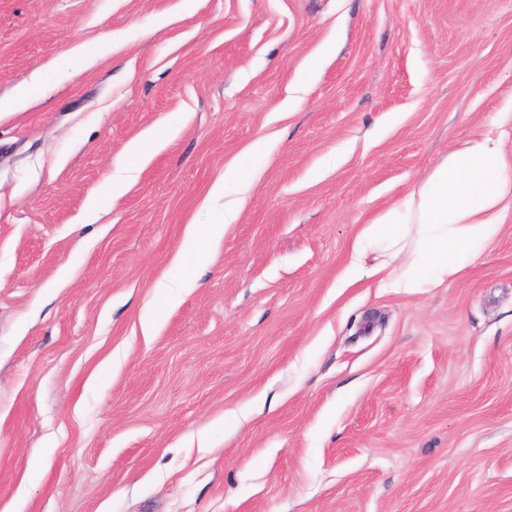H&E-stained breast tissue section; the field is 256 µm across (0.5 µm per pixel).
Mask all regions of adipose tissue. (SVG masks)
Wrapping results in <instances>:
<instances>
[{
	"label": "adipose tissue",
	"mask_w": 512,
	"mask_h": 512,
	"mask_svg": "<svg viewBox=\"0 0 512 512\" xmlns=\"http://www.w3.org/2000/svg\"><path fill=\"white\" fill-rule=\"evenodd\" d=\"M512 208V158L485 134L452 151L422 183L373 215L354 238L347 281L435 288L483 254Z\"/></svg>",
	"instance_id": "ef3b65f1"
}]
</instances>
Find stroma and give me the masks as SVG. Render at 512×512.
I'll return each mask as SVG.
<instances>
[{
	"label": "stroma",
	"mask_w": 512,
	"mask_h": 512,
	"mask_svg": "<svg viewBox=\"0 0 512 512\" xmlns=\"http://www.w3.org/2000/svg\"><path fill=\"white\" fill-rule=\"evenodd\" d=\"M36 74L0 116V512H512V214L441 287L342 283L450 151L512 157V0H0V99ZM142 148V140L140 138L134 140L128 147L127 161L123 166L125 175L116 180H112V185L110 189L112 195H121L126 188V182L134 177L135 173L138 170V164L142 156ZM236 218L235 209H224V224H209L204 230H197L191 234L184 242L181 256L183 261L190 259L199 258L205 247V244H209L215 240H218L224 235V227L232 222Z\"/></svg>",
	"instance_id": "1"
}]
</instances>
